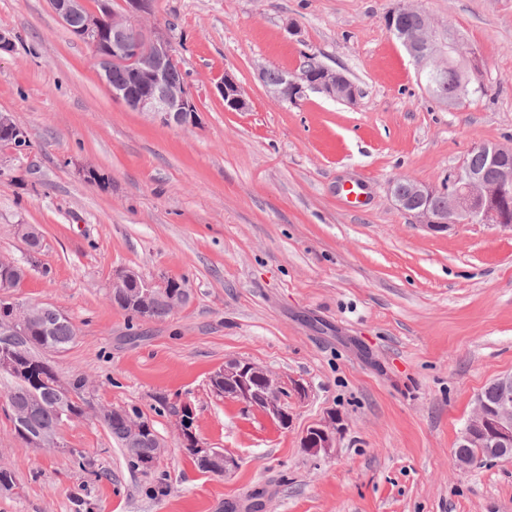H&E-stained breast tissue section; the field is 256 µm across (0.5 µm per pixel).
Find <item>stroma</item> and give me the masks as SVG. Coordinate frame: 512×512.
<instances>
[{
	"mask_svg": "<svg viewBox=\"0 0 512 512\" xmlns=\"http://www.w3.org/2000/svg\"><path fill=\"white\" fill-rule=\"evenodd\" d=\"M403 0H154L142 19L172 41L198 122L166 127L113 100L92 45L50 0H0V113L26 151L0 145V257L28 260L14 300L49 304L77 339L52 360L84 375L94 406L138 407L165 446L131 470L92 416L61 447L28 448L0 411L15 487L0 512H512V459L451 458L475 399L512 373V233L459 224L435 235L390 186H442L474 144L512 143V0H412L472 54L482 93L448 105L386 29ZM343 73L354 102L274 98L261 68L304 55ZM249 108L228 112L224 73ZM361 184V208L343 191ZM35 227L27 254L20 228ZM186 280L191 301L130 323L114 273ZM269 370L289 427L217 396L225 360ZM234 457L218 476L183 452L176 411ZM336 413L330 455L300 442Z\"/></svg>",
	"mask_w": 512,
	"mask_h": 512,
	"instance_id": "35a3bbf8",
	"label": "stroma"
}]
</instances>
